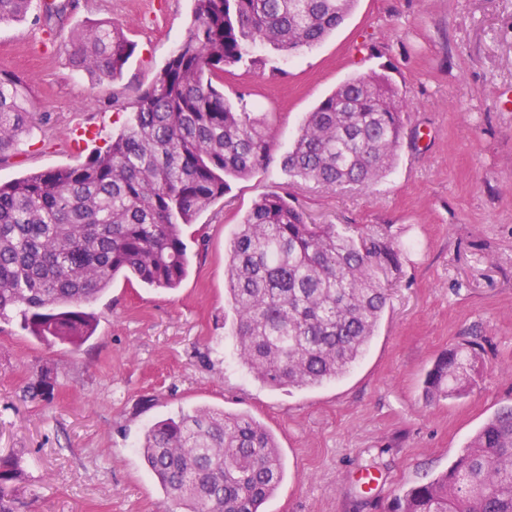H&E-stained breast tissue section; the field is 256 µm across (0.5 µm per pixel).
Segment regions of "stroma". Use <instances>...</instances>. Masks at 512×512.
Listing matches in <instances>:
<instances>
[{"mask_svg": "<svg viewBox=\"0 0 512 512\" xmlns=\"http://www.w3.org/2000/svg\"><path fill=\"white\" fill-rule=\"evenodd\" d=\"M61 30L0 25V71L27 84L40 117L0 156V182L75 166L118 132L131 103L191 24V0H67ZM108 20L136 45L121 77L75 71L62 41ZM224 74L272 138L266 164L186 225L192 259L176 290L115 281L80 347L0 323V455L22 453L18 512H162L139 441L155 421L207 406L253 417L277 438L286 476L265 512H390L403 490L446 470L498 409L512 405V0H357L319 45ZM386 73L404 106L394 167L332 191L289 183L282 160L310 112L356 74ZM92 131L74 146L76 128ZM289 187L317 224L390 227L403 274L364 357L342 379L273 388L241 364L224 299L226 247L255 200ZM478 353L470 392L426 401L434 361ZM48 381L52 398L28 386ZM387 484L362 493L355 471Z\"/></svg>", "mask_w": 512, "mask_h": 512, "instance_id": "obj_1", "label": "stroma"}]
</instances>
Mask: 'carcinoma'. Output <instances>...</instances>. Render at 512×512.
Segmentation results:
<instances>
[{
	"label": "carcinoma",
	"instance_id": "obj_1",
	"mask_svg": "<svg viewBox=\"0 0 512 512\" xmlns=\"http://www.w3.org/2000/svg\"><path fill=\"white\" fill-rule=\"evenodd\" d=\"M356 0H192V21L165 66L131 103L120 132L85 162L0 183V322L18 317L47 344L94 335L89 310L122 275L164 290L188 276L183 226L270 154L261 115L213 83L228 67L263 65L320 44ZM65 5L0 0V24L33 18L46 32ZM73 67L115 80L135 51L123 28L86 21L64 44ZM36 115L18 78L0 73V155L31 135ZM404 127L399 89L376 71L339 84L309 113L283 168L293 182L366 186L388 172ZM386 228L313 224L286 188L254 202L227 250L224 295L241 363L272 387L347 375L365 355L402 276ZM477 354L455 348L427 372L426 397L466 394ZM140 454L181 512H262L286 467L274 434L222 409L150 426ZM23 457H0V512H16ZM395 512H512V406L500 408L448 469L403 492Z\"/></svg>",
	"mask_w": 512,
	"mask_h": 512
}]
</instances>
